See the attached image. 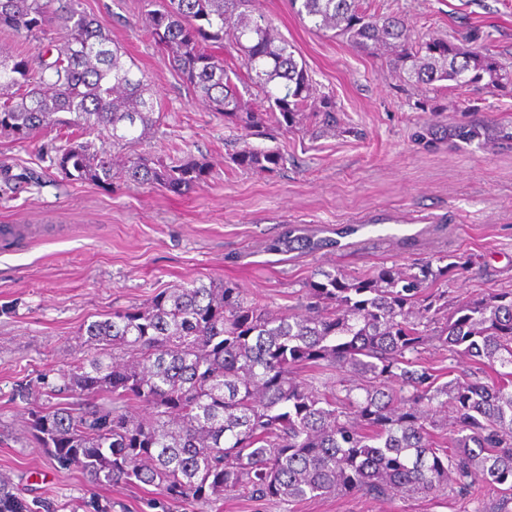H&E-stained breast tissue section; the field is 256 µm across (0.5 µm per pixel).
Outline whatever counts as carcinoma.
I'll return each instance as SVG.
<instances>
[{
    "mask_svg": "<svg viewBox=\"0 0 512 512\" xmlns=\"http://www.w3.org/2000/svg\"><path fill=\"white\" fill-rule=\"evenodd\" d=\"M317 31H337L360 51L391 48L407 81L463 86L498 80L491 55L437 39L414 41L405 22L370 15L361 0H291ZM145 33L212 112L244 128H295L312 117L336 126V106L315 101L312 77L274 33L255 0H140ZM59 37L37 54V68L0 46V136L31 142L67 133L52 147L64 178L112 186L114 157L153 133L161 101L148 76L78 0H0V30ZM236 50L245 90L263 105L246 107L241 77L215 50ZM486 140L480 123L458 130ZM244 170L273 173L284 159L244 144L231 157ZM121 174L139 186L182 195L206 165L137 155ZM357 231L344 225L319 237L289 226L268 253L313 254ZM464 263L386 267L374 278L316 269L299 312L247 300L222 280L192 281L158 293L144 307L115 310L83 328L91 353L17 381L32 442L53 463L79 468L92 487L153 486L152 509L204 512L237 492L254 500L298 502L360 493L384 499L432 494L449 485L471 495L485 485L512 501V291L492 290L459 303L431 286ZM466 357L475 371L448 381L421 363L428 345ZM312 366L336 372L338 391L297 379ZM70 512H112L94 494ZM0 512H58L27 500L0 476Z\"/></svg>",
    "mask_w": 512,
    "mask_h": 512,
    "instance_id": "1",
    "label": "carcinoma"
}]
</instances>
